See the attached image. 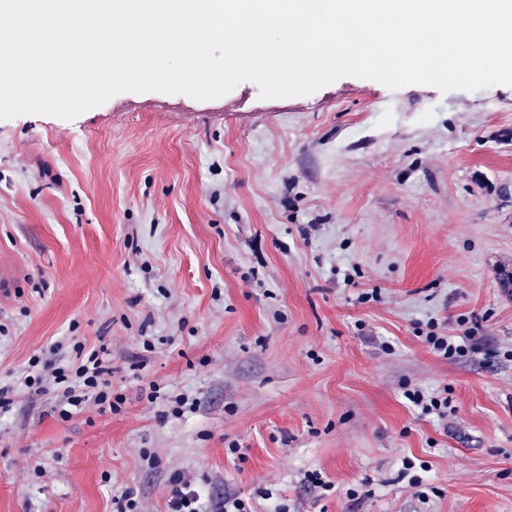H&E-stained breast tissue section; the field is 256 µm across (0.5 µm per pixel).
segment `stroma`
<instances>
[{
	"label": "stroma",
	"instance_id": "1",
	"mask_svg": "<svg viewBox=\"0 0 512 512\" xmlns=\"http://www.w3.org/2000/svg\"><path fill=\"white\" fill-rule=\"evenodd\" d=\"M76 339L108 347L122 410L65 422L16 390L0 512L127 491L167 512L177 477L254 512H512V87L245 81L0 119V383ZM153 381L196 412L148 402ZM407 388L447 393V418ZM458 340H452L448 336H439L431 331L426 337V343L441 357L445 359L462 357L467 352L468 336H457Z\"/></svg>",
	"mask_w": 512,
	"mask_h": 512
}]
</instances>
